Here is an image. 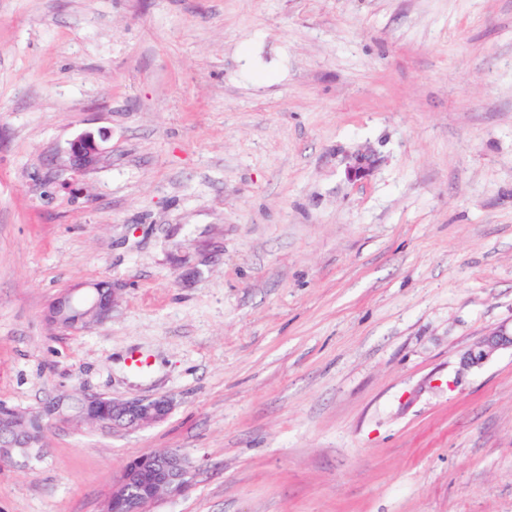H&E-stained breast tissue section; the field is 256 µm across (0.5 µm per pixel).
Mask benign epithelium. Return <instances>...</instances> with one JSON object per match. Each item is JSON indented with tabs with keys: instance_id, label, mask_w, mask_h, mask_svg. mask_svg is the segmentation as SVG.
Returning <instances> with one entry per match:
<instances>
[{
	"instance_id": "1",
	"label": "benign epithelium",
	"mask_w": 512,
	"mask_h": 512,
	"mask_svg": "<svg viewBox=\"0 0 512 512\" xmlns=\"http://www.w3.org/2000/svg\"><path fill=\"white\" fill-rule=\"evenodd\" d=\"M107 140L105 134L83 133L70 142L66 152V166L79 171H90L100 163ZM374 160L364 153L355 158L348 168L353 180L368 177ZM118 289L109 281H100L90 286L81 296L66 292L57 297L48 307L47 319L65 329H85L101 324L112 317ZM512 347V335L500 329L486 335L468 349L463 356L467 366L485 363L497 350ZM173 408V401L166 397L141 399H118L100 394H82L78 397L62 395L41 406L38 413L48 424L87 423L92 426L112 429L141 428L161 422ZM30 415L12 412L0 415V464L9 461L19 451L28 453L33 448L43 447L45 429L32 428L27 424ZM189 462L177 449L162 450L130 461L112 485V494L105 505V512L119 503L142 500L141 512L162 498H176L188 488Z\"/></svg>"
}]
</instances>
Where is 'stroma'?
<instances>
[{"instance_id": "1", "label": "stroma", "mask_w": 512, "mask_h": 512, "mask_svg": "<svg viewBox=\"0 0 512 512\" xmlns=\"http://www.w3.org/2000/svg\"><path fill=\"white\" fill-rule=\"evenodd\" d=\"M99 281L109 322L47 321ZM500 329L512 0H0V404L175 401L49 428L0 512H104L166 448L152 512H512V349L461 364ZM106 140L105 133H99L97 137L91 132L77 136L70 142L66 152V166L79 171L95 169L102 159V143ZM173 408V401L167 396L141 399H118L100 394H81L78 397L62 395L38 411L48 425L63 423H87L107 428L112 420L115 429L141 428L161 422ZM189 462L177 449L162 450L130 461L112 485L105 510L111 511L119 503L144 500L139 512L162 498H176L188 488Z\"/></svg>"}]
</instances>
